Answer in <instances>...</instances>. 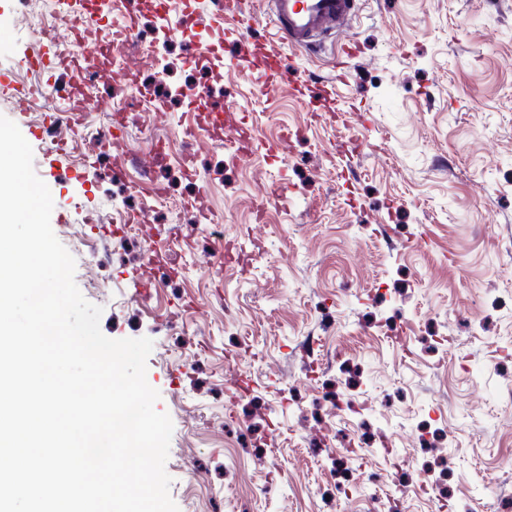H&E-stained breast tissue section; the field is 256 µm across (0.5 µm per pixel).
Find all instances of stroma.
I'll return each instance as SVG.
<instances>
[{"mask_svg": "<svg viewBox=\"0 0 512 512\" xmlns=\"http://www.w3.org/2000/svg\"><path fill=\"white\" fill-rule=\"evenodd\" d=\"M118 0L83 36L137 59L82 124L32 140L52 229L102 333L147 337L179 512H512V0H365L340 57L253 41L304 92L240 57L241 13ZM199 27L181 30L185 12ZM130 35H121L125 24ZM164 36L165 66L147 47ZM0 0V115L47 126L72 69ZM193 84L231 115L172 99ZM134 98L139 109L121 112ZM166 156L152 184L139 169ZM223 225L214 238V225ZM159 285L140 282L152 256ZM444 473L446 490L423 485Z\"/></svg>", "mask_w": 512, "mask_h": 512, "instance_id": "35a3bbf8", "label": "stroma"}]
</instances>
